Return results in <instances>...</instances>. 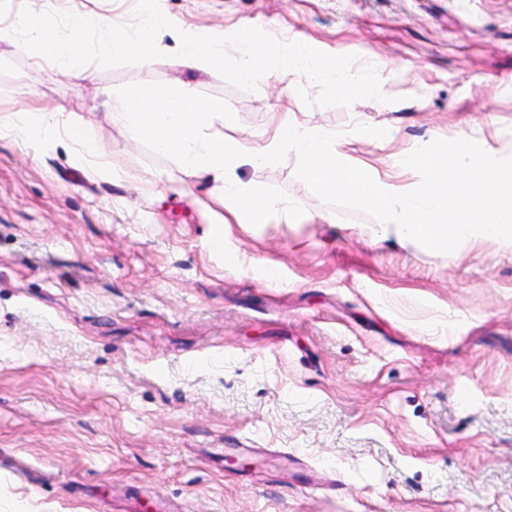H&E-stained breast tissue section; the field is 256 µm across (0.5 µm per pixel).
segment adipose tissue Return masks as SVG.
Returning a JSON list of instances; mask_svg holds the SVG:
<instances>
[{
	"label": "adipose tissue",
	"instance_id": "ef3b65f1",
	"mask_svg": "<svg viewBox=\"0 0 512 512\" xmlns=\"http://www.w3.org/2000/svg\"><path fill=\"white\" fill-rule=\"evenodd\" d=\"M0 131L22 141L40 140L52 148L69 141L74 160L82 165L100 162L104 156L99 138L76 123L61 126L55 112H11L0 115Z\"/></svg>",
	"mask_w": 512,
	"mask_h": 512
}]
</instances>
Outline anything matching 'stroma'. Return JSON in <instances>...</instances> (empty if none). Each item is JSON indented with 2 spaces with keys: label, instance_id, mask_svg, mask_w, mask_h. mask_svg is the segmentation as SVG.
<instances>
[{
  "label": "stroma",
  "instance_id": "stroma-1",
  "mask_svg": "<svg viewBox=\"0 0 512 512\" xmlns=\"http://www.w3.org/2000/svg\"><path fill=\"white\" fill-rule=\"evenodd\" d=\"M24 3L0 0V113L62 108L108 171L0 134V512H512V247L382 237L291 155L238 176L303 216L224 224L208 176L94 101L185 82L231 106L214 132L285 113L411 188L396 160L437 137L512 155V0H158L183 31L356 55L386 99L348 108L187 69L167 34L149 67L37 65L9 32ZM377 123L386 140H358Z\"/></svg>",
  "mask_w": 512,
  "mask_h": 512
}]
</instances>
